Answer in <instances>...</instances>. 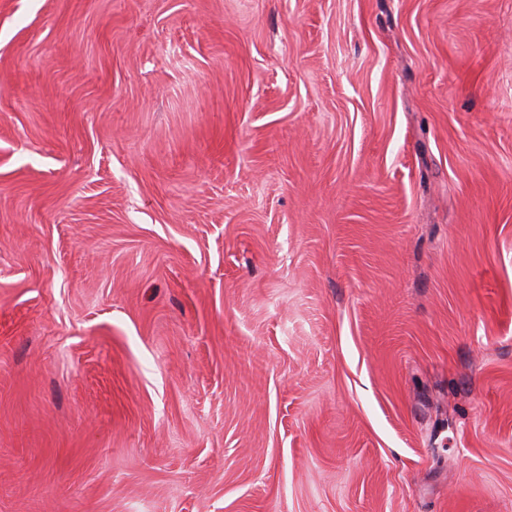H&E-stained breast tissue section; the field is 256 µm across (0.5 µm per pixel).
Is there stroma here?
Wrapping results in <instances>:
<instances>
[{"mask_svg": "<svg viewBox=\"0 0 512 512\" xmlns=\"http://www.w3.org/2000/svg\"><path fill=\"white\" fill-rule=\"evenodd\" d=\"M0 512H512V0H0Z\"/></svg>", "mask_w": 512, "mask_h": 512, "instance_id": "obj_1", "label": "stroma"}]
</instances>
